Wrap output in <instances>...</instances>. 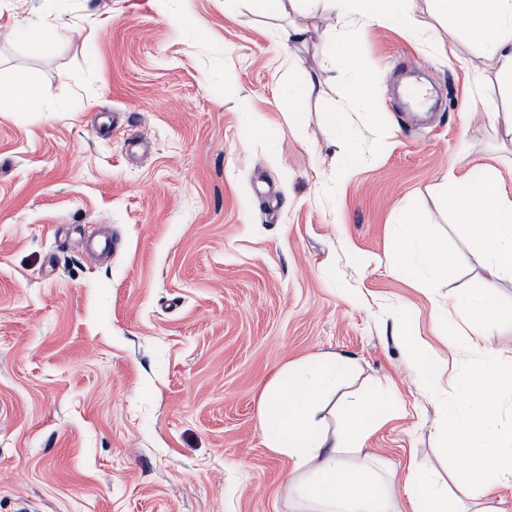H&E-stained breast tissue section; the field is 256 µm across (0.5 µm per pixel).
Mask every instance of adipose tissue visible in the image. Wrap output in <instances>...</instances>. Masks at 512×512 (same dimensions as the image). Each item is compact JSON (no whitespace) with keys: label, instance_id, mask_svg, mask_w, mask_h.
Returning <instances> with one entry per match:
<instances>
[{"label":"adipose tissue","instance_id":"adipose-tissue-1","mask_svg":"<svg viewBox=\"0 0 512 512\" xmlns=\"http://www.w3.org/2000/svg\"><path fill=\"white\" fill-rule=\"evenodd\" d=\"M436 15L452 20L481 44L484 76L494 77L512 89V0H432ZM266 14L286 8H303L305 23L289 25L283 36L289 44L317 42L320 62H339L350 73L348 96L366 113H373L372 74L355 61L353 41L336 37L323 28V20L358 18L379 23L407 13V0H255ZM448 206L460 222H477L478 260L492 280L474 295L457 298L456 308L471 332L490 334L503 306L496 296V282L512 280V198L504 196L494 172L445 179ZM404 231L397 240L406 258H419L435 272L448 267V252L436 243L417 217L403 214ZM346 358L313 357L289 367L260 409L259 421L266 444L288 456L292 512H400L398 494H405L412 512H449L448 489L427 473L408 469L405 476L387 470L377 477L365 468L344 469L343 454L361 452L372 429L368 414L380 407L387 393L376 391L350 401L345 431L324 430L320 418L325 397L347 372ZM466 400L444 413L437 432V446L448 470L466 467L468 476L485 502L477 512H488L501 486L512 483V422L494 420L497 401L512 392V361L492 350L483 351L478 363L457 381Z\"/></svg>","mask_w":512,"mask_h":512}]
</instances>
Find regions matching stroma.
Here are the masks:
<instances>
[{
	"label": "stroma",
	"mask_w": 512,
	"mask_h": 512,
	"mask_svg": "<svg viewBox=\"0 0 512 512\" xmlns=\"http://www.w3.org/2000/svg\"><path fill=\"white\" fill-rule=\"evenodd\" d=\"M411 12L414 36L326 22L377 76V119L351 108L346 144L325 114L348 72L282 39L304 14L0 0V81L24 69L42 90L0 112V512H289L293 462L267 447L259 411L280 373L313 356L352 363L329 430L343 398L389 391L362 459L436 469L449 502L464 498L463 475L438 468L437 420L460 403L478 347L512 359V281L498 283L493 335L458 322L454 297L488 274L443 178L490 169L512 197V141L486 117L512 113V97L480 79L477 43L431 0ZM36 17L61 38H12ZM408 208L447 271L402 273ZM104 234L115 251L89 255Z\"/></svg>",
	"instance_id": "35a3bbf8"
}]
</instances>
